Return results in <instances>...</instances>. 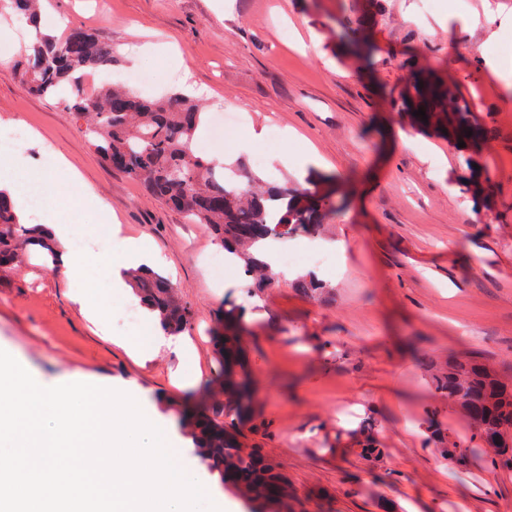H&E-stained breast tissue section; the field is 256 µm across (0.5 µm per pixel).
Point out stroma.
I'll return each instance as SVG.
<instances>
[{
  "label": "stroma",
  "instance_id": "1",
  "mask_svg": "<svg viewBox=\"0 0 512 512\" xmlns=\"http://www.w3.org/2000/svg\"><path fill=\"white\" fill-rule=\"evenodd\" d=\"M354 0H41L43 30H93L112 46V67L89 73L87 89L142 70L137 94H189L205 112L246 113L248 124L195 140L197 154L241 168L264 153L259 178L306 188L330 177L339 212L324 235L287 238L304 252L339 248L340 274L304 265L324 287L293 278L263 292L241 269L207 263L220 247L209 229L149 195L96 151L61 100L30 92L27 28L0 21V130L24 129L19 149L39 157L41 177L78 170L132 237L170 261L190 309L185 331L199 383L176 387L179 361L161 353L135 363L96 336L68 299L70 281L31 257L0 271V345L21 354L48 383L81 374L103 385L132 382L151 406L180 464L198 454L176 407L220 388L214 337L225 308L243 313L244 368L257 387L245 430L280 464L302 512H507L512 467L481 454L446 455L466 444L470 419L437 394L432 376L449 358L479 357L512 379V87L488 62L512 51V0H380L369 23L376 53L364 66L340 39ZM452 81L487 129L468 168L465 149L417 123L406 104L415 62ZM491 183L483 202L466 190L473 169ZM56 212L97 248V213L76 193ZM105 304L113 332L144 342L153 321L128 322L134 298L109 292L92 270L83 284ZM373 440L378 459L361 448Z\"/></svg>",
  "mask_w": 512,
  "mask_h": 512
}]
</instances>
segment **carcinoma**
Segmentation results:
<instances>
[{"instance_id": "carcinoma-1", "label": "carcinoma", "mask_w": 512, "mask_h": 512, "mask_svg": "<svg viewBox=\"0 0 512 512\" xmlns=\"http://www.w3.org/2000/svg\"><path fill=\"white\" fill-rule=\"evenodd\" d=\"M344 36L359 51L367 47L361 26ZM112 67V46L90 29L73 28L62 39L38 38L28 54V86L42 96H60L65 109L84 122L103 158L147 191L182 211L194 224H205L241 264L244 276L258 291L276 288L278 274L266 257L267 243L277 236L315 235L336 214L335 190L322 184L290 188L288 184L257 188L251 182L229 184L217 161L198 156L193 143L202 112L182 96L144 100L130 90L86 89L82 77ZM416 107L427 123L443 129L448 140L475 149L485 130L474 120L469 102L451 85L433 81L417 69L411 74ZM53 254L52 239L42 229L19 228L8 200L0 193V269L10 267L30 238ZM143 307L155 313L170 332H183L189 308L173 285L154 273L132 275ZM242 326L234 309L224 311V331L215 334L214 348L224 374V399L209 406L183 409L189 436L208 470L245 498L252 512H294V496L278 465L260 449L243 442L245 417L253 404L248 375L241 367ZM435 389L448 402L462 403L474 424L472 440L483 447L491 438L497 451L492 461L512 465V385L477 357L448 360V371L434 377Z\"/></svg>"}]
</instances>
